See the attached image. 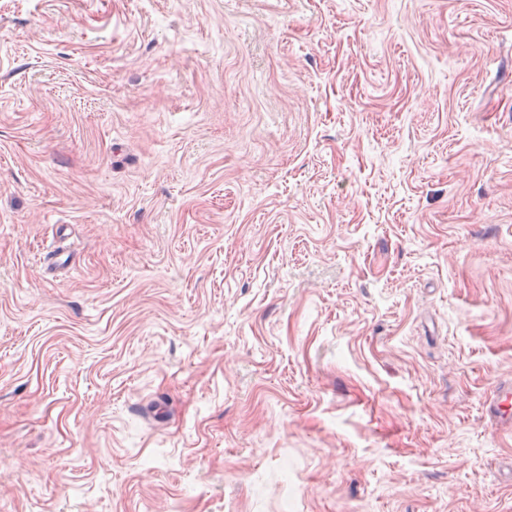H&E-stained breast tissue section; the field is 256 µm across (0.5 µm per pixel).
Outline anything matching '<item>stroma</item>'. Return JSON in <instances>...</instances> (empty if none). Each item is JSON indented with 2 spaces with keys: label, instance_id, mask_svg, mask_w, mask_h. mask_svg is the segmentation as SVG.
I'll return each mask as SVG.
<instances>
[{
  "label": "stroma",
  "instance_id": "35a3bbf8",
  "mask_svg": "<svg viewBox=\"0 0 512 512\" xmlns=\"http://www.w3.org/2000/svg\"><path fill=\"white\" fill-rule=\"evenodd\" d=\"M508 381L512 0H0V512H512ZM487 411L500 426L512 425V385L501 383L496 386Z\"/></svg>",
  "mask_w": 512,
  "mask_h": 512
}]
</instances>
